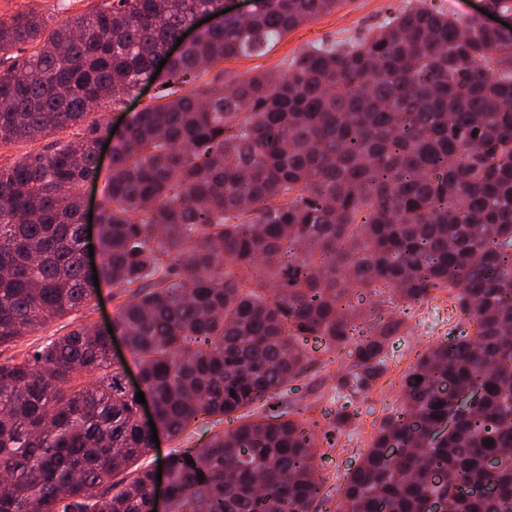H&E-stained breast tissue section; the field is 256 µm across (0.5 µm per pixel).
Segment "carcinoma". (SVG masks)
Segmentation results:
<instances>
[{
    "instance_id": "1",
    "label": "carcinoma",
    "mask_w": 512,
    "mask_h": 512,
    "mask_svg": "<svg viewBox=\"0 0 512 512\" xmlns=\"http://www.w3.org/2000/svg\"><path fill=\"white\" fill-rule=\"evenodd\" d=\"M87 2L53 27L35 8L0 17V149L46 141L0 163V348L73 325L0 362V512H149L154 469L137 462L151 432L111 334L85 319L97 288L79 190L112 138L99 105L162 60L161 102L112 148L100 247L165 433L284 392L310 338L348 352L341 387L365 391L402 327L381 306L445 294L464 327L408 368L336 512H512V40L408 0L279 75L226 80L225 59L266 53L341 0H258L245 17L224 0ZM19 46L31 52L13 63ZM356 293L381 296L366 327ZM323 438L317 420L271 409L176 448L168 512H310ZM67 320L61 319L51 323L46 329L39 331L37 333H33L30 336H24L20 339L17 345L13 346L8 350L0 349V361H3L6 358L13 356L18 353L20 350H32L36 345L41 343L48 336H62L66 332L70 330V328L61 329L62 326L66 325Z\"/></svg>"
}]
</instances>
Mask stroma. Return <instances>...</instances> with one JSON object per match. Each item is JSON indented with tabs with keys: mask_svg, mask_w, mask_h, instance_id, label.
Listing matches in <instances>:
<instances>
[{
	"mask_svg": "<svg viewBox=\"0 0 512 512\" xmlns=\"http://www.w3.org/2000/svg\"><path fill=\"white\" fill-rule=\"evenodd\" d=\"M404 0H339L335 10L291 30L277 47L262 57L233 58L223 63L225 78L252 73H281L287 62L305 47L366 33ZM445 303L434 300L413 307L404 316L403 328L386 347L389 368L373 387L361 394L336 397L337 382L345 366L331 354L321 339H309V361L288 386L283 406L301 419L316 418L330 434V446L321 448L316 459L321 491L313 512H336L339 491L348 469L355 467L370 445L383 418L398 409L403 395L401 378L416 355L441 340L459 325Z\"/></svg>",
	"mask_w": 512,
	"mask_h": 512,
	"instance_id": "obj_1",
	"label": "stroma"
}]
</instances>
